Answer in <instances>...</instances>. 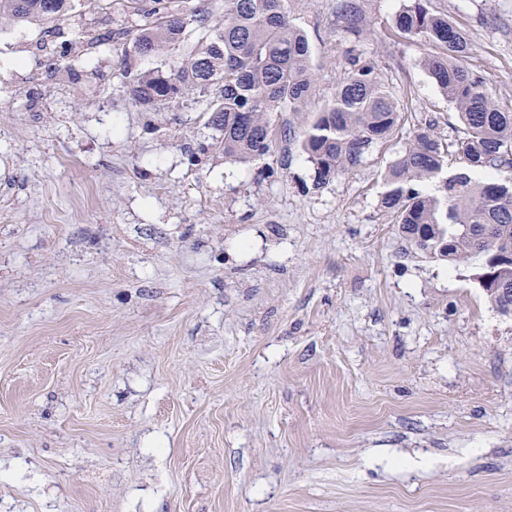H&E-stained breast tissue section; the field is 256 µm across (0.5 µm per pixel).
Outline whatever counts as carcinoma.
Returning a JSON list of instances; mask_svg holds the SVG:
<instances>
[{
  "label": "carcinoma",
  "mask_w": 512,
  "mask_h": 512,
  "mask_svg": "<svg viewBox=\"0 0 512 512\" xmlns=\"http://www.w3.org/2000/svg\"><path fill=\"white\" fill-rule=\"evenodd\" d=\"M363 0H337L348 33L365 34ZM136 17L125 54L127 93L135 105L157 111L187 94L209 113L219 132L215 147L224 161L247 165L268 155L277 139L299 138L313 164L316 186L363 164L390 142L406 113L370 60L347 50V76L334 97L296 136L295 126L277 127L271 113L303 111L314 86L311 48L295 27L286 0H125ZM112 11V0H0V23L36 25L37 47L47 71L78 76L73 63L82 49L111 46L110 28H81L67 39L62 23ZM396 32L436 48L423 66L453 103L459 134L443 139L433 124L415 125L381 174L380 206L392 217L411 250L450 264L481 259L476 280L501 312L512 308V111L500 106L484 78L463 65L471 50L467 34L431 12L426 0H406L395 16ZM156 57L164 69L141 72L130 59ZM460 155L467 168L447 171Z\"/></svg>",
  "instance_id": "cac0c4a2"
}]
</instances>
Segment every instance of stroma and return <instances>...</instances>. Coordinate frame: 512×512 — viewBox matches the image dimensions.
<instances>
[{"instance_id": "obj_1", "label": "stroma", "mask_w": 512, "mask_h": 512, "mask_svg": "<svg viewBox=\"0 0 512 512\" xmlns=\"http://www.w3.org/2000/svg\"><path fill=\"white\" fill-rule=\"evenodd\" d=\"M403 0H287L312 46L307 117L345 52L408 124L315 185L294 140L247 165L192 96L144 112L128 40L46 78L0 25V512H512V317L475 264L410 253L380 174L455 108L399 36ZM512 108V0H430ZM361 2L363 0H337L336 7V13L344 21L347 32L358 38L367 30Z\"/></svg>"}]
</instances>
